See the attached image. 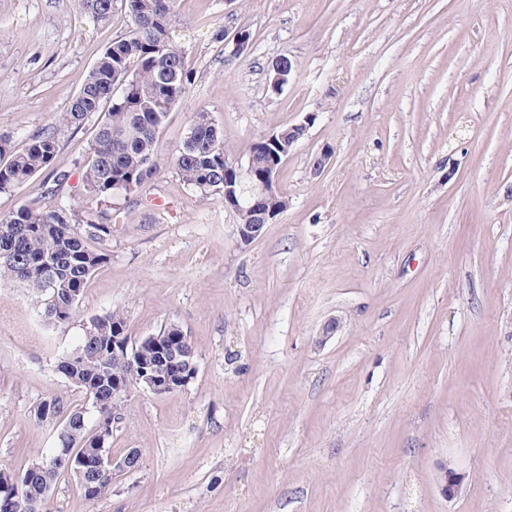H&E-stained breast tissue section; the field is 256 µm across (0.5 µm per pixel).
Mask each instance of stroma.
I'll use <instances>...</instances> for the list:
<instances>
[{
  "instance_id": "35a3bbf8",
  "label": "stroma",
  "mask_w": 512,
  "mask_h": 512,
  "mask_svg": "<svg viewBox=\"0 0 512 512\" xmlns=\"http://www.w3.org/2000/svg\"><path fill=\"white\" fill-rule=\"evenodd\" d=\"M126 30L120 6L104 23L76 0H0V134L57 127ZM172 37L191 82L163 154L201 110L234 157L314 114L277 175L288 207L244 244L168 167L112 198L110 259L69 322L0 281V469L50 454L30 410L79 399L58 358L117 308L134 336L178 325L197 370L133 390L111 452L138 449V469L96 501L62 480L52 512H512V0H177ZM102 118L57 127L70 180L52 196L38 174L0 215L97 210L81 171ZM447 467L464 477L448 498Z\"/></svg>"
}]
</instances>
